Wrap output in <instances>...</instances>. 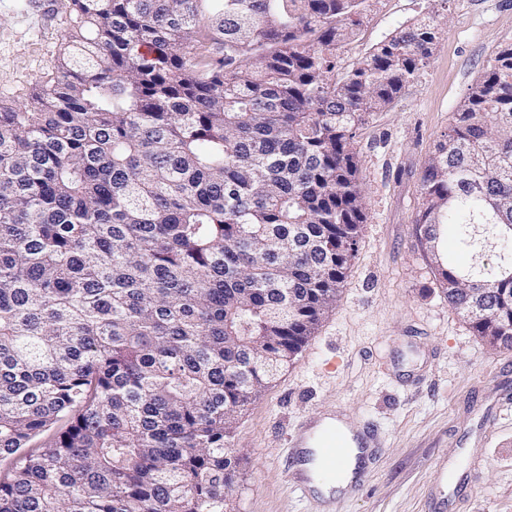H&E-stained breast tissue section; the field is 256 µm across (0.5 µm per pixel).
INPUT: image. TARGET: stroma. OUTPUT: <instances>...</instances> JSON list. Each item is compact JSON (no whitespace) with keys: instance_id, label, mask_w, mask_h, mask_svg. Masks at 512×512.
<instances>
[{"instance_id":"35a3bbf8","label":"stroma","mask_w":512,"mask_h":512,"mask_svg":"<svg viewBox=\"0 0 512 512\" xmlns=\"http://www.w3.org/2000/svg\"><path fill=\"white\" fill-rule=\"evenodd\" d=\"M430 0H370L345 70ZM428 64L355 147L367 221L344 288L289 365L239 414L234 512H318L286 471L288 434L324 412L375 430L380 451L336 512H512V351H491L441 298L415 229L419 176L491 53L512 43V0H444ZM70 0H0V103H30L56 71Z\"/></svg>"}]
</instances>
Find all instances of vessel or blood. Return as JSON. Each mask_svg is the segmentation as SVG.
I'll return each mask as SVG.
<instances>
[{"label": "vessel or blood", "instance_id": "obj_1", "mask_svg": "<svg viewBox=\"0 0 512 512\" xmlns=\"http://www.w3.org/2000/svg\"><path fill=\"white\" fill-rule=\"evenodd\" d=\"M292 454L288 462L290 480L304 495L319 496L320 490L307 468L310 460H318L323 478L335 480L340 475L349 446L371 448L373 434L366 429H352L335 415H323L296 427L290 437Z\"/></svg>", "mask_w": 512, "mask_h": 512}]
</instances>
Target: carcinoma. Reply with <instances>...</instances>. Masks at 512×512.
Here are the masks:
<instances>
[{
	"label": "carcinoma",
	"instance_id": "obj_1",
	"mask_svg": "<svg viewBox=\"0 0 512 512\" xmlns=\"http://www.w3.org/2000/svg\"><path fill=\"white\" fill-rule=\"evenodd\" d=\"M204 2L72 0L54 76L0 104V512H229L236 417L357 252L354 131L440 31L408 24L339 72L369 0ZM419 196L444 300L511 351L512 43Z\"/></svg>",
	"mask_w": 512,
	"mask_h": 512
}]
</instances>
